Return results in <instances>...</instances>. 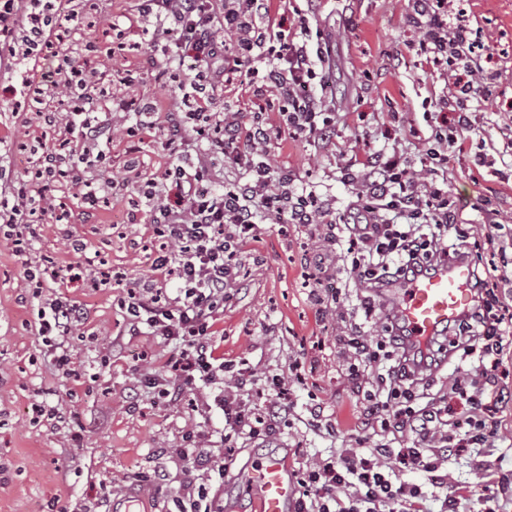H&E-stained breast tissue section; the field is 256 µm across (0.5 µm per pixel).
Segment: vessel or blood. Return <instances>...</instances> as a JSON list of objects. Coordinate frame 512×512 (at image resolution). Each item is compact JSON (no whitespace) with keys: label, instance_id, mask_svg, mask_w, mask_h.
<instances>
[{"label":"vessel or blood","instance_id":"obj_1","mask_svg":"<svg viewBox=\"0 0 512 512\" xmlns=\"http://www.w3.org/2000/svg\"><path fill=\"white\" fill-rule=\"evenodd\" d=\"M472 269L458 261L395 289L398 317L415 340L423 341L466 311L472 299ZM254 492L257 512H291L297 496L293 474L277 456L253 462L241 478Z\"/></svg>","mask_w":512,"mask_h":512}]
</instances>
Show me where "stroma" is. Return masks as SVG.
<instances>
[{
  "instance_id": "obj_1",
  "label": "stroma",
  "mask_w": 512,
  "mask_h": 512,
  "mask_svg": "<svg viewBox=\"0 0 512 512\" xmlns=\"http://www.w3.org/2000/svg\"><path fill=\"white\" fill-rule=\"evenodd\" d=\"M468 12L492 48L488 69L495 95L475 107L486 130L489 164L449 154L448 194L475 235L497 221L495 250L475 260L512 309V0H471ZM410 13L409 0H313L304 15L285 2L277 14L282 30L330 46L325 69L334 91L327 105L336 114V138L322 145L293 136L271 107V159L314 187L336 212L347 211L356 192L340 173L352 156L394 148L417 158L431 125L453 117L438 106L452 79L440 69L426 73L418 66L419 31ZM67 45L69 55L87 58L97 83L121 89L127 107L112 113L111 165L83 174L99 197L94 219L68 224L38 213L36 240L0 244V512H108L120 499L132 500L135 512H173V498L185 492L177 449L201 431L219 445L224 415L214 404L216 384L170 403L157 399L151 378L172 387L179 383L165 364L174 347L158 336L131 334L117 304V296L147 284L171 295L178 286L175 270L152 267L162 246L154 232V204L140 196L125 167L127 149L135 143L139 171L160 178L174 159L172 149L159 130H142L135 142L121 130L140 98L169 109L180 94L169 83L170 71L187 82L195 72L169 50L155 21L139 17L126 0H92L84 19L73 23ZM62 64V57L44 52L0 65V165L12 184L25 181L36 162L29 145L45 151L70 138L62 121L50 127L37 118L41 112L62 118L70 110L67 99L47 92ZM116 182L126 185L117 197L111 189ZM260 232L255 251L238 258V289L224 308L214 343L226 359H249L270 374L288 375L293 363H302L307 385L288 392L296 413L292 426L262 444L241 441L233 464L240 470L275 454L296 474L351 446L358 430L360 405L336 338L360 321L362 291L349 287L348 269L325 250L317 228L267 220ZM75 233L87 241L84 254L68 247ZM314 256L327 268L315 286L321 293L348 289L343 316L332 313L322 320L316 313L309 295V277L317 274ZM36 264L56 270V278L32 287L26 270ZM55 298L86 312L83 324L61 339L73 361L68 377L56 371L35 329L39 307ZM501 359L494 375L495 433L484 463L450 457L447 488L427 486L430 512H438L447 489L467 486L481 495L487 483L502 477L501 457H512V346ZM313 402L323 414L319 427L308 412ZM157 469L166 475L160 489L138 485V474Z\"/></svg>"
}]
</instances>
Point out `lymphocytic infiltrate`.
<instances>
[{
	"label": "lymphocytic infiltrate",
	"mask_w": 512,
	"mask_h": 512,
	"mask_svg": "<svg viewBox=\"0 0 512 512\" xmlns=\"http://www.w3.org/2000/svg\"><path fill=\"white\" fill-rule=\"evenodd\" d=\"M40 2L0 0V29L12 30L20 17L28 19L18 57L63 47L69 24L77 18L73 12L45 16ZM273 6L274 0H224L219 10L213 0L133 4L139 16L155 19L163 33L173 36L178 48L210 74L205 83L184 88L178 111L165 113L162 131L176 161L160 181H149L142 189L146 199H158L156 221L164 225L170 241L154 265L159 270L175 267L179 293L170 298L162 289L148 288L128 293L120 305L131 331L144 327L178 346L172 367L182 378V390L216 384L221 374H228L232 391L215 398L224 414L226 459L232 458L237 439L274 438L290 423L293 411L283 389L287 379L281 376L275 379V398L258 408L247 403L243 391L257 388L266 373L246 361L237 366L225 362L213 343L215 325L237 286V258L259 240L258 218L316 224L326 228L330 243L346 241L341 258L356 284L369 291L360 302L368 323L377 317L373 290L431 274L451 254L470 260L474 248L448 196L445 171L449 150L469 151L481 138V129L468 113H456L453 123L432 127L417 161L397 151H377L361 166L344 165L342 178L357 192L350 209L336 216L314 190L297 185L294 173L272 168L263 119L245 125L229 120L227 113L212 111L211 87L225 83L228 75L243 73L254 98L277 90L278 110L293 135L324 142L335 137L336 122L324 97L329 83L323 74V44L300 42L280 31L265 68L257 66V50L267 40L264 28L275 23ZM413 9L422 19L418 52L424 64L444 67L449 60L460 61L463 74L453 83L454 93L488 101L490 86L474 79L487 48L466 9L449 8L448 0H413ZM219 28L234 40L235 53L220 55L214 38ZM315 86L321 96L311 95ZM73 96L76 106L66 124L77 132L83 148L43 153L31 172V183L55 181L66 168L77 172L105 163L101 145L111 141L112 125L97 115L103 91L83 80L74 85ZM201 137L206 147L198 146ZM216 155L232 173L219 191L211 164ZM471 288L468 311L441 331L447 348L412 344L393 316L384 320L378 336L367 337L354 329L337 337L347 378L363 397L360 429L352 447L301 472L292 512H425L422 486L398 480L396 471L425 473L436 487L446 480L442 468L447 457L484 446L492 434L493 404L483 395L492 384L503 343L512 337V321L494 314L498 298L481 273H474ZM37 318L40 335L63 337L84 321L85 313L77 304L54 299L39 308ZM445 353L476 360L479 368L454 378L447 394L423 399L418 392L419 368L435 366ZM408 434L415 436V446L401 447Z\"/></svg>",
	"instance_id": "lymphocytic-infiltrate-1"
}]
</instances>
